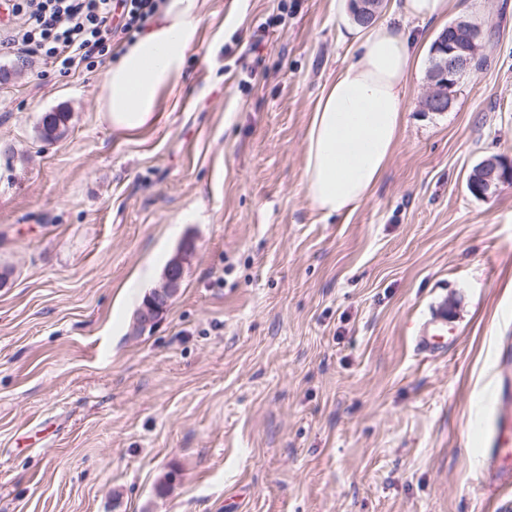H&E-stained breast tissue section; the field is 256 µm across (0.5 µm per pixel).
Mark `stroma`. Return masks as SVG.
<instances>
[{"label": "stroma", "instance_id": "35a3bbf8", "mask_svg": "<svg viewBox=\"0 0 512 512\" xmlns=\"http://www.w3.org/2000/svg\"><path fill=\"white\" fill-rule=\"evenodd\" d=\"M186 78L148 130L98 110L105 67L0 54V512H489L494 378H512V0H452L482 70L402 133L346 216L304 145L353 57L349 0H202ZM278 22L259 48L251 34ZM69 118L40 139L45 114ZM188 247L179 293L132 330ZM447 306L461 340L412 338ZM512 183V166L504 167L499 161L485 159L480 166L472 173L468 190L475 195L474 190L480 197L495 193L501 184ZM472 189V190H471Z\"/></svg>", "mask_w": 512, "mask_h": 512}]
</instances>
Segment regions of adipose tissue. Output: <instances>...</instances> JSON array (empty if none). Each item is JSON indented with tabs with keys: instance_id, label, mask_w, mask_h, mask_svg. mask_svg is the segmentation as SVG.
<instances>
[{
	"instance_id": "obj_1",
	"label": "adipose tissue",
	"mask_w": 512,
	"mask_h": 512,
	"mask_svg": "<svg viewBox=\"0 0 512 512\" xmlns=\"http://www.w3.org/2000/svg\"><path fill=\"white\" fill-rule=\"evenodd\" d=\"M450 2L397 0L395 19L367 27L346 19L356 53L320 96L304 147L306 196L325 216L352 213L371 195L399 141L406 88L420 60L409 25L440 21ZM200 7L199 0H166L118 50L99 96L114 130L133 133L156 122L163 97L185 77Z\"/></svg>"
}]
</instances>
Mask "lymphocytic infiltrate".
Masks as SVG:
<instances>
[{
	"label": "lymphocytic infiltrate",
	"instance_id": "f902f5d3",
	"mask_svg": "<svg viewBox=\"0 0 512 512\" xmlns=\"http://www.w3.org/2000/svg\"><path fill=\"white\" fill-rule=\"evenodd\" d=\"M164 0H0L15 27L0 47L38 54L61 73L93 68L112 55L114 41L133 40Z\"/></svg>",
	"mask_w": 512,
	"mask_h": 512
}]
</instances>
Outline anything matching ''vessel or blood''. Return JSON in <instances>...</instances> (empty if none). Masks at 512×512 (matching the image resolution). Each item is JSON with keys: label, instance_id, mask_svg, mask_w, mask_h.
Masks as SVG:
<instances>
[{"label": "vessel or blood", "instance_id": "b4317fda", "mask_svg": "<svg viewBox=\"0 0 512 512\" xmlns=\"http://www.w3.org/2000/svg\"><path fill=\"white\" fill-rule=\"evenodd\" d=\"M456 328L445 315H434L417 333L415 346L420 354L434 356L455 346ZM494 399L502 403L503 412L495 425L491 442L483 452L479 466L482 491L495 512H512V504L503 502L502 493L512 488V381L495 386Z\"/></svg>", "mask_w": 512, "mask_h": 512}]
</instances>
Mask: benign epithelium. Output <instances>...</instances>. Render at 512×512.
<instances>
[{
	"mask_svg": "<svg viewBox=\"0 0 512 512\" xmlns=\"http://www.w3.org/2000/svg\"><path fill=\"white\" fill-rule=\"evenodd\" d=\"M433 53L439 55V59L437 67L428 73L429 90L422 107L427 112H445L453 104L458 81L473 70V60L471 56L459 53V47L448 41L446 31L437 38ZM505 183H512V166L506 168L495 159L484 160L469 180L470 188L481 197L495 193ZM184 260L185 252L181 250L166 267L162 286L152 290L144 299L136 315L140 330L153 327L179 292Z\"/></svg>",
	"mask_w": 512,
	"mask_h": 512,
	"instance_id": "7a95c632",
	"label": "benign epithelium"
}]
</instances>
